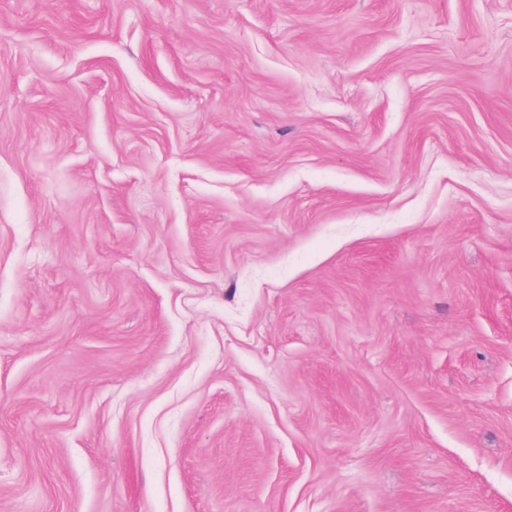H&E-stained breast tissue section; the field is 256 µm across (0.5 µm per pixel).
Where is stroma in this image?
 <instances>
[{
    "label": "stroma",
    "instance_id": "obj_1",
    "mask_svg": "<svg viewBox=\"0 0 512 512\" xmlns=\"http://www.w3.org/2000/svg\"><path fill=\"white\" fill-rule=\"evenodd\" d=\"M0 512H512V0H0Z\"/></svg>",
    "mask_w": 512,
    "mask_h": 512
}]
</instances>
